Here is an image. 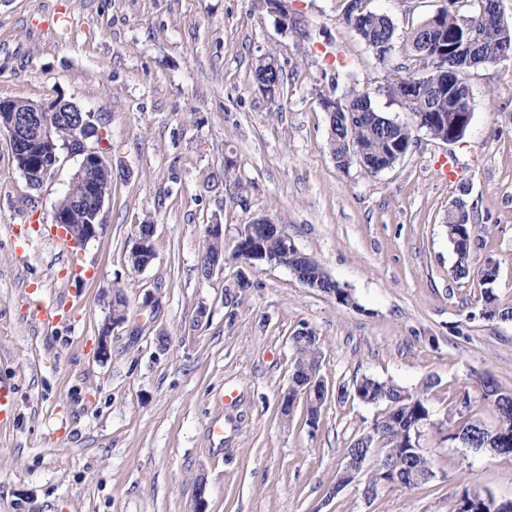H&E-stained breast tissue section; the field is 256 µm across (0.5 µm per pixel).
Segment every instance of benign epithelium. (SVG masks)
<instances>
[{"label":"benign epithelium","mask_w":512,"mask_h":512,"mask_svg":"<svg viewBox=\"0 0 512 512\" xmlns=\"http://www.w3.org/2000/svg\"><path fill=\"white\" fill-rule=\"evenodd\" d=\"M44 112H59L54 122L42 121ZM85 111L74 103L58 101L48 107L28 100H0V131L7 132L17 168L27 184L39 188L55 171L61 151L76 154L80 165L69 188L77 193L78 204L89 202L93 213L85 224H73L67 214L53 211V223L59 225L75 244H86L98 235L102 225L100 216L108 196L98 188L102 174L111 170L98 151L87 144L90 135L84 119ZM128 320L127 308L107 303L106 329L101 337L97 355L102 361L110 356L109 335ZM326 387L319 369L310 371L308 381L288 386L282 396V415L290 418L297 405L305 411L321 406Z\"/></svg>","instance_id":"obj_1"}]
</instances>
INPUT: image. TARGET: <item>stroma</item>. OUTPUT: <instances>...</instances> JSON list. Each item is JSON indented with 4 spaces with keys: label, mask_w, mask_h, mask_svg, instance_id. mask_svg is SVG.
Wrapping results in <instances>:
<instances>
[{
    "label": "stroma",
    "mask_w": 512,
    "mask_h": 512,
    "mask_svg": "<svg viewBox=\"0 0 512 512\" xmlns=\"http://www.w3.org/2000/svg\"><path fill=\"white\" fill-rule=\"evenodd\" d=\"M343 0H287L305 34L260 0H0V99L68 101L99 119L97 148L112 169L98 236L59 253L40 226L79 160L61 156L31 189L0 133V383L16 412L0 424V512H455L464 488L512 500V455L445 440L469 390L472 412L496 416L477 388L490 376L512 391V321L481 315L475 273L512 304V60L472 72L473 120L463 142L418 133L376 174L341 169L330 154L321 96L336 74L320 53H343L374 107L404 121L373 53L342 21ZM403 34L442 0H365ZM275 52L287 99L252 79ZM238 161L246 203L207 188L224 158ZM454 156L455 176L436 162ZM464 197L486 233L471 243V277H456L444 221ZM265 217L347 289L355 303L301 284L266 261L228 264L204 278L205 228L233 247ZM154 221V259L133 270L137 226ZM251 286L238 292L239 276ZM121 290L128 321L96 357L105 302ZM54 307L48 326L37 306ZM309 329L327 387L317 427L303 409L281 418L292 336ZM165 344H158V337ZM372 376L424 394L440 423L421 440L437 476L367 498L364 480L334 491L354 436L383 407L339 387ZM234 402L223 399L225 390ZM221 424L222 434L210 432Z\"/></svg>",
    "instance_id": "stroma-1"
}]
</instances>
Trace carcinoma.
Segmentation results:
<instances>
[{
	"instance_id": "obj_1",
	"label": "carcinoma",
	"mask_w": 512,
	"mask_h": 512,
	"mask_svg": "<svg viewBox=\"0 0 512 512\" xmlns=\"http://www.w3.org/2000/svg\"><path fill=\"white\" fill-rule=\"evenodd\" d=\"M465 2L467 10L452 8L442 15L432 16L422 24L405 32L406 46L418 68L392 59L396 28L391 18L365 8L364 0H345L342 20L350 26L373 52L386 73L387 91L403 100L409 111V120L396 121L385 117L372 104L369 92L356 79L353 69L343 66L337 75L343 77L345 91L336 97H321V108L327 112L328 146L337 166L346 170L356 163L366 171L376 174L391 168L409 151L415 134L424 132L431 138L443 140L445 127H453L458 116L449 111L451 99L444 86V75L434 67L432 58L448 55L450 69L455 72L456 83L468 90L470 73L485 66L487 57L497 52H512V28L505 29L488 16L487 0H452V4ZM468 27L476 32L474 44L460 55L448 53V36L456 29ZM257 86L268 92L271 100L287 95L284 76L276 54L267 52L257 57L253 64ZM224 190L239 201H244L247 187L236 173V161L224 158ZM448 239L457 255L455 275L470 274L468 256L477 225L469 215L457 219L455 210H448ZM254 239L250 244L260 252L263 260L298 274L297 280L310 288L324 292L334 287L330 276L311 256L300 258L288 250L283 238L270 227L267 218L251 221ZM214 258L219 263L241 264L249 254L240 245L228 252L224 238L205 232L200 262ZM482 311L509 319V307L502 305L493 289L483 291ZM294 349L292 371H306L322 364V350L315 335L300 342L291 337ZM358 392L350 394L339 388L337 399L353 396L366 405H383L387 412L376 419L371 431L356 438L347 448L346 460H357L372 453L379 463L367 475L368 487L374 491L384 484H397L412 490L431 481L435 474L430 454H420L412 446L413 430L418 424L433 417L427 398L411 393L393 381L364 377L354 384ZM481 396L494 410L497 423L490 426L471 414L472 399L469 391L463 392L465 406L459 408L460 422L446 435L456 440L470 439L474 448L494 455H512V393L506 392L492 379L480 382Z\"/></svg>"
}]
</instances>
